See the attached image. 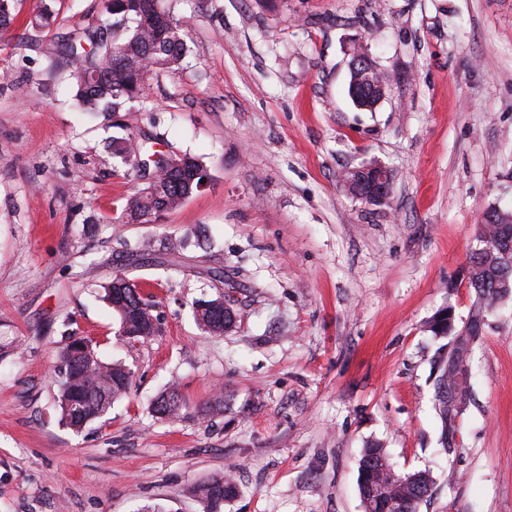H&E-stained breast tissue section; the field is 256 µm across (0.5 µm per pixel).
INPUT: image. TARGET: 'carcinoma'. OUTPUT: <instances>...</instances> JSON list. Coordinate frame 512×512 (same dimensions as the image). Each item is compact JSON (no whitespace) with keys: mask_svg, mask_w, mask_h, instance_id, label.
Segmentation results:
<instances>
[{"mask_svg":"<svg viewBox=\"0 0 512 512\" xmlns=\"http://www.w3.org/2000/svg\"><path fill=\"white\" fill-rule=\"evenodd\" d=\"M107 18L94 30L74 31L61 43V55L72 80L73 99L82 112L111 115L131 110L144 94L149 74L170 71L186 54L181 24L171 11L157 7V0H105ZM55 14L48 8L30 20L33 30L54 27ZM112 157L130 165L144 179L124 205V218L137 216L140 223L155 222L162 214L180 208L194 193L196 175L206 172L199 161L187 154H169L154 161L141 156L142 145L134 137L112 138ZM479 246L469 257L468 286L473 289L467 323L458 328L442 312L428 323L436 338H449L434 361L435 411L440 421L439 444L443 450L455 444L457 418L465 405L448 403V390L458 389L469 397V373L459 375L458 367L469 366L471 351L457 346L456 338L467 333L475 343L487 324L494 306L512 298V210L491 207L484 213L478 231ZM104 300L120 323L121 334L143 339L140 332L154 335L151 325L154 302L138 292L136 284L125 281L124 295L114 292L112 283L103 286ZM212 300L195 302V318L204 332L224 334V321L230 319L231 300L224 314L215 313ZM61 378L57 406L63 425L75 432L104 418L112 406L127 396L131 373L120 363L103 362L93 344L72 337L59 352ZM187 402L180 389L171 386L152 403L160 419L175 422L186 416ZM433 480L429 473H399L394 470L385 449L378 445L364 450L359 462V494L364 512H385L393 502L402 512H416L428 496ZM203 500L206 512H221L224 502L237 496L238 485L231 475L214 478L192 489Z\"/></svg>","mask_w":512,"mask_h":512,"instance_id":"obj_1","label":"carcinoma"}]
</instances>
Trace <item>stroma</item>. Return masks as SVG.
<instances>
[{
    "instance_id": "35a3bbf8",
    "label": "stroma",
    "mask_w": 512,
    "mask_h": 512,
    "mask_svg": "<svg viewBox=\"0 0 512 512\" xmlns=\"http://www.w3.org/2000/svg\"><path fill=\"white\" fill-rule=\"evenodd\" d=\"M50 4L53 29H28ZM185 33L176 71L112 117L76 112L61 39L103 0H16L0 38V512H205L189 487L232 474L222 512H363L364 448L430 471L418 512H512V301L470 358L457 446L443 450L425 327L456 324L463 271L493 205L512 208V0H160ZM390 89L348 94L352 39ZM151 139L198 158L205 186L153 224L122 219L136 172L106 149ZM377 161L382 206L339 176ZM151 243L154 256L137 249ZM155 295L157 331L120 336L103 284ZM229 294L223 336L194 319ZM92 340L131 389L76 433L57 410L58 353ZM177 385L191 411L150 412ZM223 397L222 414L200 408Z\"/></svg>"
}]
</instances>
